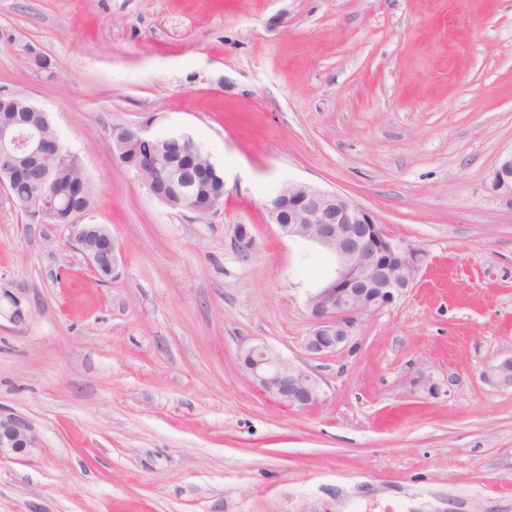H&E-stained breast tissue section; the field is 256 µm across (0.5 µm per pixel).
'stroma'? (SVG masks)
<instances>
[{
	"label": "stroma",
	"instance_id": "obj_1",
	"mask_svg": "<svg viewBox=\"0 0 512 512\" xmlns=\"http://www.w3.org/2000/svg\"><path fill=\"white\" fill-rule=\"evenodd\" d=\"M47 57L42 69L32 53ZM0 93L45 112L121 247L99 281L64 224L0 190V410L39 448L0 462V512H512V0H0ZM118 126L222 161L199 220L119 161ZM288 182L368 208L422 250L417 287L308 358L332 258L269 224ZM248 225L251 254L234 245ZM265 344L319 376L261 393ZM446 395L411 392L421 368ZM31 311V300L25 292L0 282V325L2 320L22 325L30 317ZM241 367L260 390L288 406L307 409L324 400L318 376L265 344L246 349Z\"/></svg>",
	"mask_w": 512,
	"mask_h": 512
}]
</instances>
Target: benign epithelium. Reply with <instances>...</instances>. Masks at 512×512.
<instances>
[{"mask_svg":"<svg viewBox=\"0 0 512 512\" xmlns=\"http://www.w3.org/2000/svg\"><path fill=\"white\" fill-rule=\"evenodd\" d=\"M11 106L13 115L0 118V187L7 190L12 182L38 169L42 181L30 186V192L43 200L45 186L68 155L60 141L45 137L42 128L28 120L27 113L38 111L29 99L16 97ZM122 138L142 146L143 162L148 167L157 164L165 148L173 144L170 139H153L130 127ZM120 139L113 141L118 144ZM164 175L177 190L174 197H160L158 201L177 212L197 214L195 196L182 170H168ZM494 186L512 191V152L500 159ZM266 212L268 223L277 225L283 234L325 250L335 261L332 276L307 298L312 329L304 348L313 358L347 343L360 317L394 305L417 285L424 254L390 237L372 212L344 195L288 182L266 204ZM86 214L85 210L67 214L73 240L93 274L102 267L113 273L118 264L117 245L83 250L91 231V225L81 223ZM235 243L243 254L252 251L255 239L246 225L236 226ZM31 311L26 293L0 284V321L21 325ZM241 367L260 390L283 404L307 409L324 400L323 382L318 376L265 344L246 349ZM486 378L499 388L512 387V356L494 365ZM411 386L416 394L436 398L444 393L445 382L420 370ZM39 445V437L25 416L0 411V461L20 459Z\"/></svg>","mask_w":512,"mask_h":512,"instance_id":"7a95c632","label":"benign epithelium"}]
</instances>
